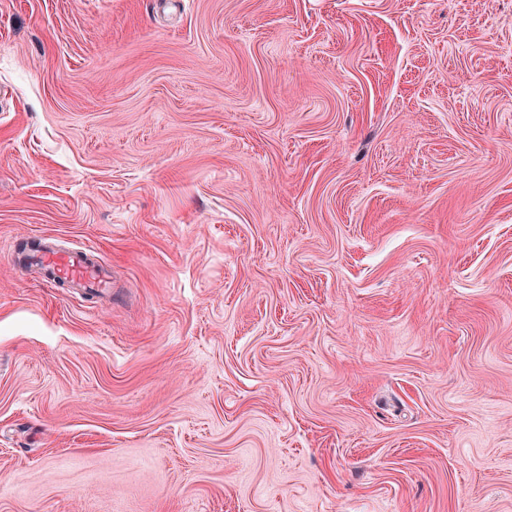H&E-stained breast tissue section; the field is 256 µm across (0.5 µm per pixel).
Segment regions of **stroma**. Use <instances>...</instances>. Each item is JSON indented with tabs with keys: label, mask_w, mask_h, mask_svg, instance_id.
<instances>
[{
	"label": "stroma",
	"mask_w": 512,
	"mask_h": 512,
	"mask_svg": "<svg viewBox=\"0 0 512 512\" xmlns=\"http://www.w3.org/2000/svg\"><path fill=\"white\" fill-rule=\"evenodd\" d=\"M0 512H512V0H0ZM19 265L30 264L43 273L47 288H73L96 295L112 296L114 284L104 266L100 253L93 246L55 248L47 245L35 249L32 254L18 256Z\"/></svg>",
	"instance_id": "obj_1"
}]
</instances>
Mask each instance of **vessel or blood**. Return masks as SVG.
<instances>
[{"mask_svg":"<svg viewBox=\"0 0 512 512\" xmlns=\"http://www.w3.org/2000/svg\"><path fill=\"white\" fill-rule=\"evenodd\" d=\"M20 264L38 267L43 273V283L49 288L63 286L96 295L111 294L112 278L95 247L75 248L41 246L33 253L21 254Z\"/></svg>","mask_w":512,"mask_h":512,"instance_id":"obj_1","label":"vessel or blood"}]
</instances>
